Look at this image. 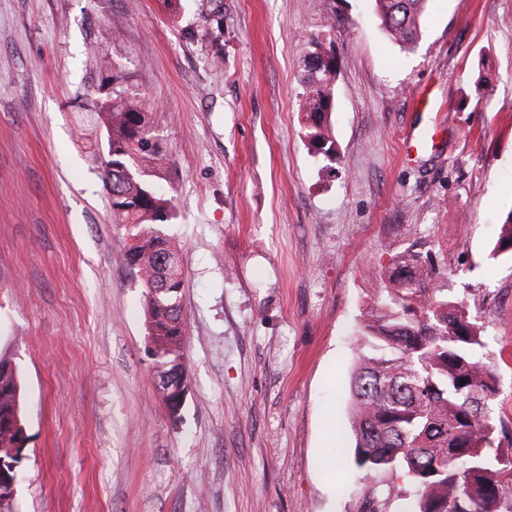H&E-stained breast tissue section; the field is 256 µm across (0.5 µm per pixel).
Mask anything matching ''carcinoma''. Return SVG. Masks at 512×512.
<instances>
[{"label":"carcinoma","instance_id":"obj_1","mask_svg":"<svg viewBox=\"0 0 512 512\" xmlns=\"http://www.w3.org/2000/svg\"><path fill=\"white\" fill-rule=\"evenodd\" d=\"M381 28L409 45L420 35L427 0H374ZM338 63L333 50L309 42L303 59L300 111L304 137L315 156L336 154L331 116ZM112 71V97L98 105L112 168L102 169L112 220L125 226L126 263L146 289L148 335L154 337L155 368L185 362L182 292L158 296L160 258L177 254L163 226L177 219L175 199L151 181L160 147L143 101L120 88ZM493 253L512 258V210L500 223ZM444 268L418 251L397 256L378 272L379 282L358 335L369 352L351 375L349 436L353 462L367 484L362 512L379 500L411 499V512H499L504 484L498 455L495 397L486 393L494 376L483 366L486 344L479 312L448 294ZM18 370L0 372V449L23 422ZM470 469L457 478L459 460ZM404 472L405 488L384 479Z\"/></svg>","mask_w":512,"mask_h":512}]
</instances>
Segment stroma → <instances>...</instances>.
<instances>
[{"label":"stroma","mask_w":512,"mask_h":512,"mask_svg":"<svg viewBox=\"0 0 512 512\" xmlns=\"http://www.w3.org/2000/svg\"><path fill=\"white\" fill-rule=\"evenodd\" d=\"M311 38L339 62L329 172L300 116ZM111 49L177 199L175 420L94 157ZM511 210L512 0H428L409 47L374 0H0V357L28 435L0 512H360L355 331L408 250L479 311L512 453Z\"/></svg>","instance_id":"1"}]
</instances>
